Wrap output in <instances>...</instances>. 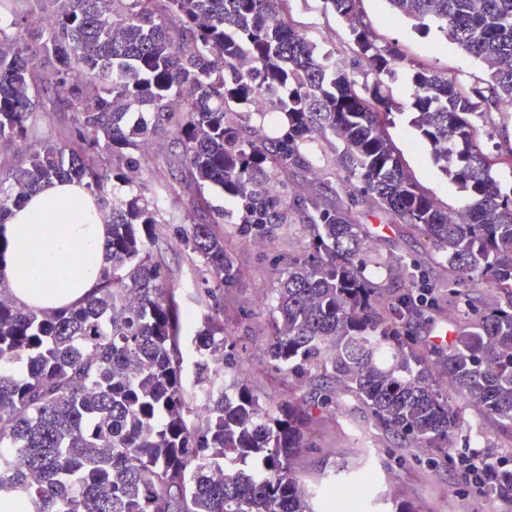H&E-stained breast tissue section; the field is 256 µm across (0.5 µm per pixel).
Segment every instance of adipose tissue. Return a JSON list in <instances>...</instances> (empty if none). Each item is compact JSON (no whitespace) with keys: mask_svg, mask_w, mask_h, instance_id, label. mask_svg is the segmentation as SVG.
I'll use <instances>...</instances> for the list:
<instances>
[{"mask_svg":"<svg viewBox=\"0 0 512 512\" xmlns=\"http://www.w3.org/2000/svg\"><path fill=\"white\" fill-rule=\"evenodd\" d=\"M105 236L84 187L56 181L29 196L0 223V266L14 298L42 309L83 298L104 267Z\"/></svg>","mask_w":512,"mask_h":512,"instance_id":"1","label":"adipose tissue"}]
</instances>
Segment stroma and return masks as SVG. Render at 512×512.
Returning a JSON list of instances; mask_svg holds the SVG:
<instances>
[{
	"label": "stroma",
	"mask_w": 512,
	"mask_h": 512,
	"mask_svg": "<svg viewBox=\"0 0 512 512\" xmlns=\"http://www.w3.org/2000/svg\"><path fill=\"white\" fill-rule=\"evenodd\" d=\"M361 7L379 43L398 44L409 62L447 72L456 78L462 89L484 78L485 72L476 59L438 32L417 33L410 21L389 7L387 0H363ZM288 18L319 48L332 52L345 63L353 62V45L344 25L333 13L324 11L322 0H288ZM388 88L400 104L389 133L405 169L442 206L453 210L460 208L464 195L458 184L440 170L429 151L416 145V134L410 126V89L405 79L400 77L389 82ZM74 132L72 113L47 101L34 116L30 136L59 140L72 137ZM179 151L171 132H158L151 140L150 152L136 156L137 183L113 182L112 192L114 196L124 197L144 190L163 220L156 251L168 270V286L186 315L182 327L183 381L187 389L199 395L204 387L196 381L193 336L205 315L211 312L201 293L212 287L213 276L199 258L188 255L176 225L169 222L171 215L185 216L192 212L190 195L175 189L179 173L172 163ZM309 157L310 168L286 174L290 186L319 192L333 185L340 201L359 192V178L341 169L335 152L326 144L313 145ZM204 195L212 210L223 213L217 229L225 233L226 248L240 268L231 296L219 315L238 361L236 375L224 378V390L228 396H235L238 384L244 383L261 399L276 402L287 398L288 386L272 370L267 354L271 334L269 309L272 291L277 285L275 270L304 251L305 229L301 221L296 220L257 240L241 238L234 232L238 221L235 203L215 186L206 187ZM356 215L365 229L362 254L368 259L371 279L378 286L390 291L400 287L401 281L392 271L397 260L421 262L437 305L416 321L420 337L428 340L439 329L453 332L461 328L465 318L448 299V264L437 259L432 245L403 225L393 223L372 197H365ZM439 389L447 395L449 405L459 411L465 430L472 432V447L490 456L512 457V432L486 417L476 404L452 391L447 382H440ZM296 393L313 415L308 430L311 445L302 450L296 464L299 476L309 486L334 476L348 489L332 512H351L354 504L359 505V512H395L403 504L412 505L416 512H512V507L500 500L483 502L472 498L447 458L422 451L410 443L401 444L379 426L356 395L338 392L334 402L323 408L319 405L322 390L315 382L302 383Z\"/></svg>",
	"instance_id": "stroma-1"
}]
</instances>
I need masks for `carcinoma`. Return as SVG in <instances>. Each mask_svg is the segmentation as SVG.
<instances>
[{
    "instance_id": "cac0c4a2",
    "label": "carcinoma",
    "mask_w": 512,
    "mask_h": 512,
    "mask_svg": "<svg viewBox=\"0 0 512 512\" xmlns=\"http://www.w3.org/2000/svg\"><path fill=\"white\" fill-rule=\"evenodd\" d=\"M362 0H323L340 16L360 82L288 22V0H27L10 27L38 25L40 45L0 27V142L29 139L43 95L75 116V138L29 145L26 163L0 167V219L54 180L84 186L102 206L113 180L133 183L139 141L168 130L181 147L180 184L216 185L238 205L247 239L297 217L308 243L277 273L268 357L287 377L333 382L368 405L378 424L445 456L461 416L433 383L448 385L512 429V187L494 176L507 156L477 145L492 112L512 104V0H386L477 59L489 79L465 92L430 68L405 65L378 44ZM43 55L50 65L38 66ZM406 71L411 127L465 193L452 216L404 169L388 125L398 103L383 89ZM260 96L281 135L251 125ZM154 114L152 126L131 121ZM323 141L336 162L397 224L448 253V297L470 317L448 348L423 344L411 297L421 266L401 262L404 285L388 292L366 276L364 229L349 205L306 196L278 177L307 168ZM181 229L189 254L211 269L218 300L238 271L214 230L203 195ZM105 268L86 298L42 310L20 307L0 268V501L24 512H315L295 468L312 414L299 401L272 406L245 384L224 393L220 370L236 367L213 315L193 337L207 411L182 384L180 312L149 245L160 223L144 193L111 203ZM488 284L504 304L469 294ZM22 466L14 464V457Z\"/></svg>"
}]
</instances>
